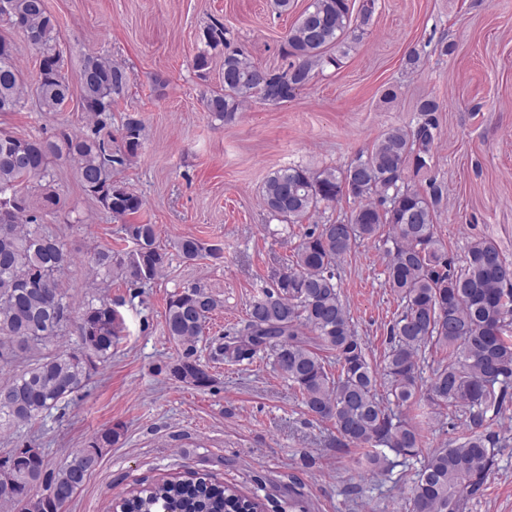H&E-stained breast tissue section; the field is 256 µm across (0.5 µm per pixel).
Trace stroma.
<instances>
[{"mask_svg":"<svg viewBox=\"0 0 512 512\" xmlns=\"http://www.w3.org/2000/svg\"><path fill=\"white\" fill-rule=\"evenodd\" d=\"M55 17L72 98L63 112L33 106L0 114L22 138L81 131L84 57L110 56L131 80L112 105V126L140 119L146 141L121 174L144 205L135 221L156 225L170 264L162 279L130 288L96 279L86 263L96 248H122V222L88 196L71 166L58 162L50 188L61 198L44 227L73 257L62 278L73 308L91 296L119 304L127 329L107 361L64 409L20 429L0 431V454L33 440L49 468L98 430L117 425L118 443L66 512H110L140 485L198 472L258 497L265 512H408L420 459L390 472L363 470L360 449L336 443L331 422L308 413L301 394L272 364L270 351L243 363L210 360L211 344L243 327L249 305L272 272L292 261L306 226L273 234L260 192L267 176L295 164L312 170L347 165L388 129L414 125L421 101L439 106L430 174L447 191L437 235L454 264L474 240L493 242L512 261V0H375L366 34L343 57L272 105L252 98L235 120L212 118L204 96L218 88L224 55L211 54L207 76L194 59L212 21L229 29L261 70L289 59L284 38L310 0L278 14L273 0H45ZM421 63L410 68L409 51ZM193 236L224 246L222 261L184 260L177 242ZM388 258L363 242L339 262L337 276L358 336L374 368L389 349L387 330L399 302L386 284ZM198 283L219 295L199 344L214 378L197 389L171 378L176 357L164 312L178 286ZM400 412L421 428L423 449L440 447L469 425L466 408ZM496 432L510 440L488 478L485 496L466 512H512V395Z\"/></svg>","mask_w":512,"mask_h":512,"instance_id":"35a3bbf8","label":"stroma"}]
</instances>
